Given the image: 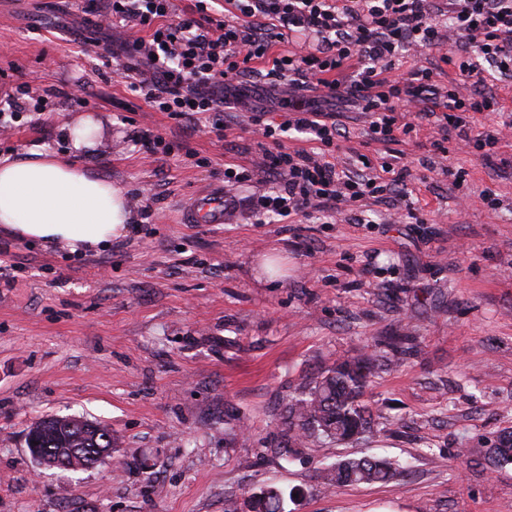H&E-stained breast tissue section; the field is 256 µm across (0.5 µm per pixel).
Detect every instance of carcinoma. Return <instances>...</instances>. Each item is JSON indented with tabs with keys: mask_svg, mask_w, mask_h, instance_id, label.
I'll use <instances>...</instances> for the list:
<instances>
[{
	"mask_svg": "<svg viewBox=\"0 0 512 512\" xmlns=\"http://www.w3.org/2000/svg\"><path fill=\"white\" fill-rule=\"evenodd\" d=\"M377 367V356L367 355L357 362L341 361L320 372L302 386L299 394L282 412L281 444L273 452L284 455L288 447L301 441L314 444L321 440L347 441L364 437L372 418L362 402L363 388ZM41 448H110L112 430L98 422L55 418L35 423ZM487 458L496 464H512V432L497 437L487 449ZM400 465L367 454L331 464L320 471L324 484L337 487L349 484L384 482L399 474ZM284 492L266 487L249 496L244 505L229 498L224 512H285Z\"/></svg>",
	"mask_w": 512,
	"mask_h": 512,
	"instance_id": "obj_1",
	"label": "carcinoma"
}]
</instances>
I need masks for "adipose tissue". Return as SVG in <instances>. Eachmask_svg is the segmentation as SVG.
Segmentation results:
<instances>
[{
  "label": "adipose tissue",
  "instance_id": "obj_1",
  "mask_svg": "<svg viewBox=\"0 0 512 512\" xmlns=\"http://www.w3.org/2000/svg\"><path fill=\"white\" fill-rule=\"evenodd\" d=\"M133 220L122 188L78 163L33 150L0 158V231L84 255L111 246Z\"/></svg>",
  "mask_w": 512,
  "mask_h": 512
}]
</instances>
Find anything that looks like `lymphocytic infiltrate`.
Here are the masks:
<instances>
[{"instance_id":"f902f5d3","label":"lymphocytic infiltrate","mask_w":512,"mask_h":512,"mask_svg":"<svg viewBox=\"0 0 512 512\" xmlns=\"http://www.w3.org/2000/svg\"><path fill=\"white\" fill-rule=\"evenodd\" d=\"M197 15L180 17L173 0H105L104 28L122 25L131 91L146 106L197 129L202 115L222 133L220 115L237 93L257 82L277 87L288 113L278 125L253 116L271 147L261 148L251 168L224 170L234 188L253 172L267 174L277 191L259 196L257 209L283 218L322 214L338 221L360 203L382 201V174H391L394 209L408 208L410 168L383 165L381 174L353 169L336 154L346 129L337 113L322 111L308 88L324 97L349 96L377 141L395 142L425 121L463 146L493 147L492 135H471L476 114L497 112L498 125L512 130V113L498 112L481 91L486 72L512 78V0H224L225 18L197 0ZM447 47L445 63L459 79L440 89L432 69L399 75L403 59ZM299 133L319 150L290 149L283 138Z\"/></svg>"}]
</instances>
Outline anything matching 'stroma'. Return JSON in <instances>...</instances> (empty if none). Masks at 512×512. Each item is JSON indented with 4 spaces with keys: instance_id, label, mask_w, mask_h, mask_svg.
Wrapping results in <instances>:
<instances>
[{
    "instance_id": "stroma-1",
    "label": "stroma",
    "mask_w": 512,
    "mask_h": 512,
    "mask_svg": "<svg viewBox=\"0 0 512 512\" xmlns=\"http://www.w3.org/2000/svg\"><path fill=\"white\" fill-rule=\"evenodd\" d=\"M99 5L0 0V100L27 84L45 97L0 117V157L70 156L68 130L90 116L101 133L80 163L128 196L154 193L145 233L96 254L0 235L13 266L0 276V512H224L226 497L267 486L286 512H512V464L485 455L512 432V136L486 154L449 146L448 171L431 170L433 126L375 143L339 99L326 109L348 130L341 153L410 167L417 223H392L385 202L361 224L261 217L251 201L275 185L260 175L235 188L229 223L186 224L185 202L223 186L225 166H250V118L281 122L280 94L263 84L238 98L225 139L188 134L129 90L124 57L104 49L124 33L94 27ZM144 128L171 153L146 151ZM371 352L386 361L362 397L369 437L273 454L283 399ZM47 415L108 426L111 457L39 468L25 435ZM373 452L402 474L332 489L317 476Z\"/></svg>"
}]
</instances>
